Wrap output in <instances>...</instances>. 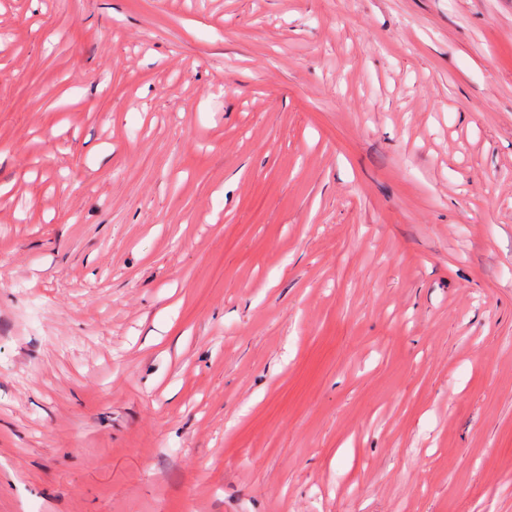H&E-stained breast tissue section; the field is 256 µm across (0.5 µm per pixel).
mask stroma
I'll use <instances>...</instances> for the list:
<instances>
[{"label": "stroma", "instance_id": "stroma-1", "mask_svg": "<svg viewBox=\"0 0 512 512\" xmlns=\"http://www.w3.org/2000/svg\"><path fill=\"white\" fill-rule=\"evenodd\" d=\"M0 512H512V0H0Z\"/></svg>", "mask_w": 512, "mask_h": 512}]
</instances>
